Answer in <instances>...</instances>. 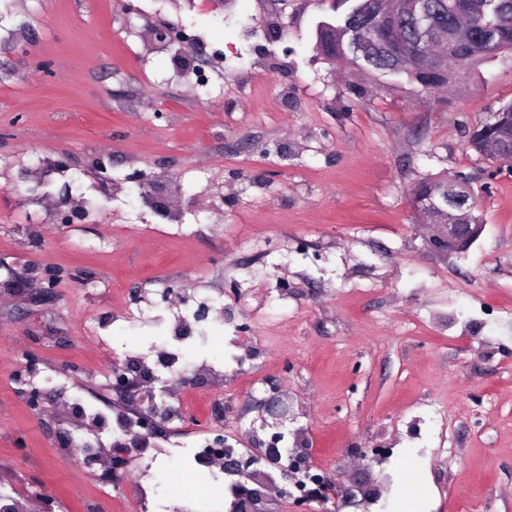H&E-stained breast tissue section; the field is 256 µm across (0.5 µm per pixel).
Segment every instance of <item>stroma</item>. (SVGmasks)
<instances>
[{
	"label": "stroma",
	"instance_id": "35a3bbf8",
	"mask_svg": "<svg viewBox=\"0 0 512 512\" xmlns=\"http://www.w3.org/2000/svg\"><path fill=\"white\" fill-rule=\"evenodd\" d=\"M354 3L0 0V482L15 496L96 512L116 494L61 450L118 435L113 359L157 363L179 294L224 304L185 347L179 392L246 447L269 440L259 412L280 389L302 409L281 433L303 428L345 485H383L372 512L419 487L420 512H512V169L468 144L512 103V55L421 99L318 54L319 26ZM148 22L203 39L149 55ZM48 157L64 173L32 188L21 172ZM457 173L485 229L443 255L409 198ZM141 177L179 185L180 223L143 205ZM67 180L87 212L55 224ZM203 360L223 384L193 371ZM180 434L141 461L149 512L194 508Z\"/></svg>",
	"mask_w": 512,
	"mask_h": 512
}]
</instances>
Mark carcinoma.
<instances>
[{
	"mask_svg": "<svg viewBox=\"0 0 512 512\" xmlns=\"http://www.w3.org/2000/svg\"><path fill=\"white\" fill-rule=\"evenodd\" d=\"M421 10L393 12L388 0H358L342 21L318 33L320 53L336 61L347 58L381 76H405L417 95L444 89L483 61L512 52V0H420ZM443 178L420 181L413 208L427 207ZM448 191L462 215L475 204L468 178L455 175Z\"/></svg>",
	"mask_w": 512,
	"mask_h": 512,
	"instance_id": "1",
	"label": "carcinoma"
}]
</instances>
